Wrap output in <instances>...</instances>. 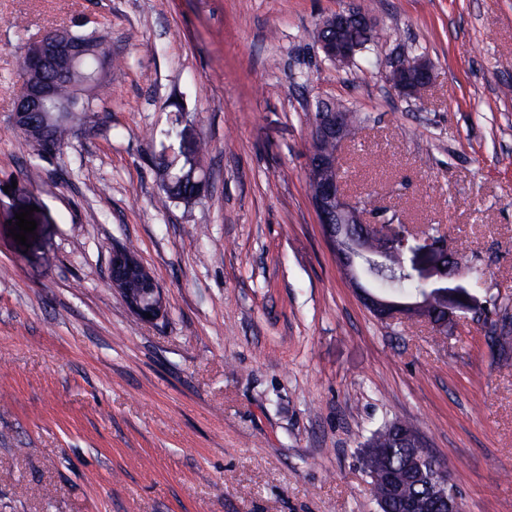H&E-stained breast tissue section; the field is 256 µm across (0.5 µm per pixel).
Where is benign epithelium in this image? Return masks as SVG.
<instances>
[{
    "label": "benign epithelium",
    "instance_id": "7a95c632",
    "mask_svg": "<svg viewBox=\"0 0 512 512\" xmlns=\"http://www.w3.org/2000/svg\"><path fill=\"white\" fill-rule=\"evenodd\" d=\"M373 28L371 18L363 11L349 7L338 10L319 23L318 31L330 30L327 36L317 37L323 55L339 67L352 64L361 46L347 32L352 26ZM83 54L69 39L65 30L53 31L32 44L24 58V79L17 97L14 114L16 126L35 136L39 149L50 150L49 127L41 121L46 112H58L66 119L76 111L75 105H60L56 101L55 83L46 77L52 71L64 77L82 61ZM393 89L402 97H416L432 82L433 69L424 56L411 58L398 54L385 64ZM348 116L334 108L321 107L320 115L311 130V150L306 166V176L317 187L311 201L324 233L344 268L363 305L380 321L395 319L415 320L438 329L447 326L453 319V310L466 308L459 297L448 298V288L442 283L454 277L448 260V240L444 235L421 237L404 224H395L380 218V214L369 218L364 209L351 202L343 181L334 178L331 172L338 166L341 149L349 139ZM326 141L336 143L332 155L322 151ZM405 251L413 253L412 268H418L417 258L430 264L428 274L422 282L433 277L436 287L433 295L423 298L399 300L375 287L369 271L384 270L387 260L394 254ZM111 288L123 298L130 312L143 322L153 323L166 310L162 289L143 264L138 254L130 249H115L109 267ZM440 302L445 319L438 321L431 310L434 302ZM151 317H146V314ZM410 452L407 468L416 469L424 465L432 468L431 496L427 500L408 501L409 512H430L440 508L444 512H462L461 503L445 467L436 464L428 450V443L421 434L409 436ZM363 469L371 481L380 483V490L373 493L378 512H391L392 502L399 498L400 482L384 468L385 450L366 442L360 452Z\"/></svg>",
    "mask_w": 512,
    "mask_h": 512
}]
</instances>
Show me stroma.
Instances as JSON below:
<instances>
[{
  "label": "stroma",
  "mask_w": 512,
  "mask_h": 512,
  "mask_svg": "<svg viewBox=\"0 0 512 512\" xmlns=\"http://www.w3.org/2000/svg\"><path fill=\"white\" fill-rule=\"evenodd\" d=\"M348 6L375 22L373 65L316 45ZM75 26L120 57L112 99L71 116L63 154L19 156L25 50ZM402 49L435 72L416 100L380 66ZM508 85L512 0H0V512H377L360 450L394 420L464 512H512V367L470 312L444 335L377 320L305 178L316 103L354 110L350 200L440 229L483 272L449 288L512 313ZM196 139L208 191L159 208L157 159ZM30 205L23 246L9 222ZM116 245L164 318L109 288Z\"/></svg>",
  "instance_id": "obj_1"
}]
</instances>
